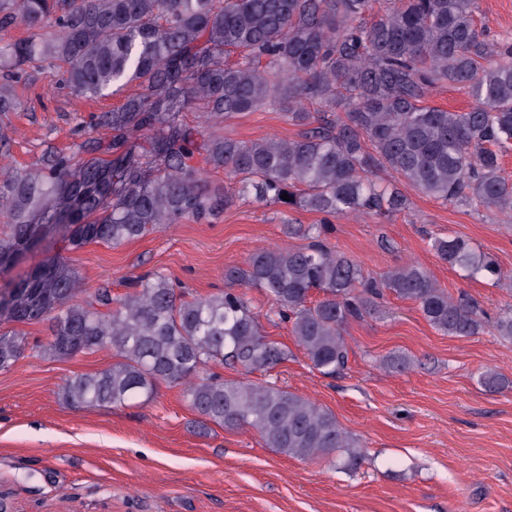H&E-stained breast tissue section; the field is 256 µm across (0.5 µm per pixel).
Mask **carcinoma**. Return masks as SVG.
I'll list each match as a JSON object with an SVG mask.
<instances>
[{"label":"carcinoma","instance_id":"obj_1","mask_svg":"<svg viewBox=\"0 0 512 512\" xmlns=\"http://www.w3.org/2000/svg\"><path fill=\"white\" fill-rule=\"evenodd\" d=\"M476 2L395 0L379 14L377 0H0V114L20 106L15 79L32 68L60 73L86 98L136 86L94 116L105 137L70 154L50 148L37 164L0 174L10 226L0 236V274L40 235L69 226L60 252L0 289V324L49 322L39 349L53 358L114 353L111 367L65 383L60 396L70 406L147 402L162 383L184 385L202 425L247 426L288 456L356 463L357 444L330 410L276 385L226 380L214 368L264 373L288 358L263 333V317L289 325L312 368L334 375L349 362L347 324L386 290L416 303L448 336L490 325L511 342L512 305L490 322L415 263L378 281L314 224H286L309 243L260 249L246 266L224 270L230 287L194 299L154 270L120 299L103 287L80 300L71 254L186 219L212 223L249 196L333 218L402 213L411 200L399 182L445 204L511 213L501 159L512 148V37L489 39ZM16 24L28 36H9ZM235 51L240 57L228 61ZM443 86L466 89L473 106L426 105ZM261 106L303 130L254 142L217 133ZM187 111L201 121H184ZM220 171L224 182L208 180ZM432 247L470 277L500 279L496 260L461 237ZM234 285L257 289L268 309L255 310ZM314 289L323 297L312 302ZM25 348V333L0 330V371ZM480 383L490 392L509 385L491 371Z\"/></svg>","mask_w":512,"mask_h":512}]
</instances>
